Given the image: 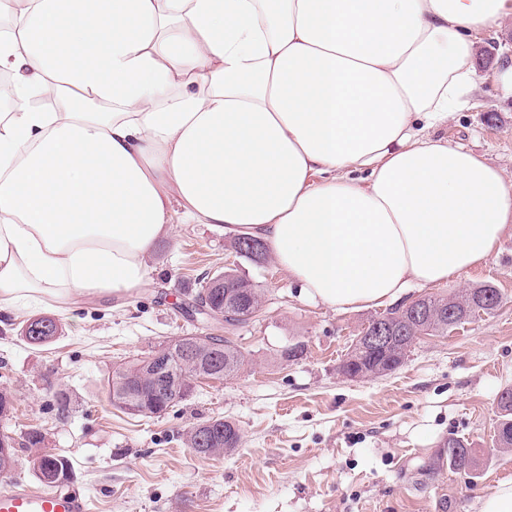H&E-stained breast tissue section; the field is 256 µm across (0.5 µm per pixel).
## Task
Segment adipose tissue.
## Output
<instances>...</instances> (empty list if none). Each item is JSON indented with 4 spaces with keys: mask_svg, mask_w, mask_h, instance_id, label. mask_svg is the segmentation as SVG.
I'll return each mask as SVG.
<instances>
[{
    "mask_svg": "<svg viewBox=\"0 0 512 512\" xmlns=\"http://www.w3.org/2000/svg\"><path fill=\"white\" fill-rule=\"evenodd\" d=\"M0 311L124 300L175 224L336 311L484 262L512 178L435 137L512 0H0Z\"/></svg>",
    "mask_w": 512,
    "mask_h": 512,
    "instance_id": "1",
    "label": "adipose tissue"
}]
</instances>
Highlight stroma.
Here are the masks:
<instances>
[{
  "instance_id": "1",
  "label": "stroma",
  "mask_w": 512,
  "mask_h": 512,
  "mask_svg": "<svg viewBox=\"0 0 512 512\" xmlns=\"http://www.w3.org/2000/svg\"><path fill=\"white\" fill-rule=\"evenodd\" d=\"M439 136L482 154L512 177V97L486 81ZM237 269L263 292L256 317L235 328L189 321L175 308L184 289ZM150 284L123 305L90 301L58 316L61 335L26 344L24 320L0 313V390L15 397L0 432L38 428L44 450L69 459L71 488L92 512H479L482 498L512 482V449L493 443L498 392L512 386V229L480 266L408 296L500 288L497 310L444 335H425L404 363L350 380L339 367L355 337L386 307L338 312L304 297L275 262L238 257L222 230L177 224L148 260ZM227 336L246 365L235 378L202 381L159 417L112 406L107 378L120 364L185 335ZM300 340L303 358L282 359ZM71 399L58 417L53 394ZM236 423L231 454L205 459L187 430L210 418ZM476 448L477 478L436 466L448 438Z\"/></svg>"
}]
</instances>
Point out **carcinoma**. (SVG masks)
Returning a JSON list of instances; mask_svg holds the SVG:
<instances>
[{
  "instance_id": "carcinoma-1",
  "label": "carcinoma",
  "mask_w": 512,
  "mask_h": 512,
  "mask_svg": "<svg viewBox=\"0 0 512 512\" xmlns=\"http://www.w3.org/2000/svg\"><path fill=\"white\" fill-rule=\"evenodd\" d=\"M236 284L242 287L241 297L245 305L258 307L262 304L261 289L249 279L237 275ZM491 293L495 302L491 306H484L486 313H493L500 305L502 295L499 289L487 283L473 287L464 293H452L446 296H427L422 299L423 312L418 315L401 306L390 310L386 315L388 330L394 336V343L389 349L387 359L383 360L373 356L363 349L361 340H356L350 354L341 365V370L354 368L362 372L364 377H379L381 371L391 361L401 364L408 349L414 341L423 335H435L448 331V310L459 312V323L467 322L468 312L465 308L478 305L483 301L486 293ZM197 354L202 356V363H197L192 357L182 355L174 356L170 364L175 373L183 376L191 375L200 369L210 370L214 379H232L236 377L245 365V357L237 345L227 340L219 343V338L202 336L194 343ZM142 359H137L127 365L121 366L112 372L107 379L108 398L112 406L123 409L119 403V395L126 392L132 379H137L135 394L140 405L145 408L146 417H159L185 398V395H170L155 387L150 374L143 372ZM500 408V422L495 433V443L500 448L512 447V396L498 401ZM240 442V432L237 426L222 418L209 419L191 427L187 432V445L192 452L203 458L217 457L228 453ZM442 459L448 463V468L468 476L478 469V460L474 449L462 439H448V448L445 449ZM30 468L36 478L50 468H60L62 480L56 487H63L69 483V476L73 475V467L69 460L49 452H38L29 460Z\"/></svg>"
}]
</instances>
